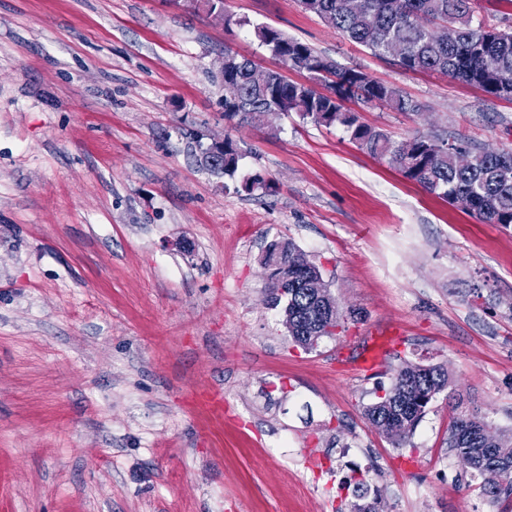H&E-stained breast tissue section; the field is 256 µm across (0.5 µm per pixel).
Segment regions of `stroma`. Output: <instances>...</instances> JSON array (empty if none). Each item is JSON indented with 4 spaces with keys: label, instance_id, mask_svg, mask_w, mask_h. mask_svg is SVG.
<instances>
[{
    "label": "stroma",
    "instance_id": "obj_1",
    "mask_svg": "<svg viewBox=\"0 0 512 512\" xmlns=\"http://www.w3.org/2000/svg\"><path fill=\"white\" fill-rule=\"evenodd\" d=\"M0 0V512H337L367 475L380 512H497L448 446L455 405L512 435V226L430 195L344 127L224 118L225 50L284 73L269 25L421 104L353 103L394 142L512 150V100L407 72L299 0ZM236 141L234 177L195 158ZM265 187L245 192L252 177ZM292 241L341 310L296 347L266 305ZM390 350L354 361L373 330ZM447 389L410 444L364 411L404 363ZM224 395L214 419L195 394Z\"/></svg>",
    "mask_w": 512,
    "mask_h": 512
}]
</instances>
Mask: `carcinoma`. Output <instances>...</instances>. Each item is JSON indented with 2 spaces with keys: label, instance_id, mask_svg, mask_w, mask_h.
<instances>
[{
  "label": "carcinoma",
  "instance_id": "1",
  "mask_svg": "<svg viewBox=\"0 0 512 512\" xmlns=\"http://www.w3.org/2000/svg\"><path fill=\"white\" fill-rule=\"evenodd\" d=\"M474 0H300L303 8L324 19L350 40L379 56H391L388 47L400 52V68L410 72H436L473 85L484 93L512 100V29L505 30L474 21ZM457 25L452 44L438 42L433 28L441 23ZM262 45L291 68L303 70L315 82L326 84L322 94L311 85L292 82L280 72L264 69L253 61L224 51V119L238 124L266 121L272 111L295 112L304 119L331 127L340 125L350 133L359 149L386 158L408 180L426 192L459 205L484 224H512V150L490 156L470 150L466 167L455 164L454 145L437 135L416 136L396 144L381 129L360 121L346 103L386 106L395 112H418L421 106L402 96L393 86L376 81L355 68L340 67L309 45L282 35L267 25L255 27ZM492 53L498 70L481 69L483 55ZM241 154L236 143L224 138V158L209 168L215 175L232 177ZM297 250L290 241L266 245L263 265L281 261L278 272L288 276L285 292L269 290L267 305L280 309L292 340L312 349V337H333L344 323L341 310L331 313L328 300L313 288L304 287L318 266L307 259L297 271L288 269V252ZM448 387V372L441 365L401 366L390 388L366 407L369 422L393 433L396 448L410 444V437L425 415L431 398ZM448 446L473 480L480 483L482 496L503 502L501 512H512V445L492 431L482 417L456 416L448 428ZM356 500L346 504L347 512H378V498L368 500L366 478L355 482Z\"/></svg>",
  "mask_w": 512,
  "mask_h": 512
}]
</instances>
